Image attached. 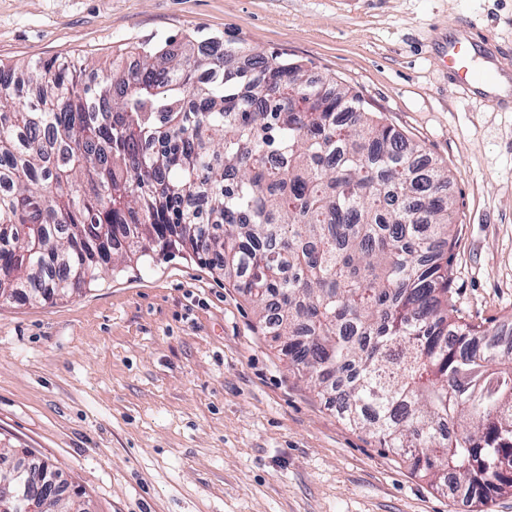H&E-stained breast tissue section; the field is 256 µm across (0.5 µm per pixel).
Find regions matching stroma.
Instances as JSON below:
<instances>
[{
  "label": "stroma",
  "instance_id": "1",
  "mask_svg": "<svg viewBox=\"0 0 512 512\" xmlns=\"http://www.w3.org/2000/svg\"><path fill=\"white\" fill-rule=\"evenodd\" d=\"M505 50L512 0H0V62L233 41L304 65L446 167L453 300L512 335V112L460 94L466 22ZM252 300L189 257L123 263L69 297L0 303V449L52 463L91 512H512L449 495L289 368Z\"/></svg>",
  "mask_w": 512,
  "mask_h": 512
}]
</instances>
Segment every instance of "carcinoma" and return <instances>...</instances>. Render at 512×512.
<instances>
[{"instance_id":"1","label":"carcinoma","mask_w":512,"mask_h":512,"mask_svg":"<svg viewBox=\"0 0 512 512\" xmlns=\"http://www.w3.org/2000/svg\"><path fill=\"white\" fill-rule=\"evenodd\" d=\"M242 53L132 46L100 80L0 64V302L187 249L350 426L434 482L512 492V352L452 303L447 171L360 95Z\"/></svg>"}]
</instances>
